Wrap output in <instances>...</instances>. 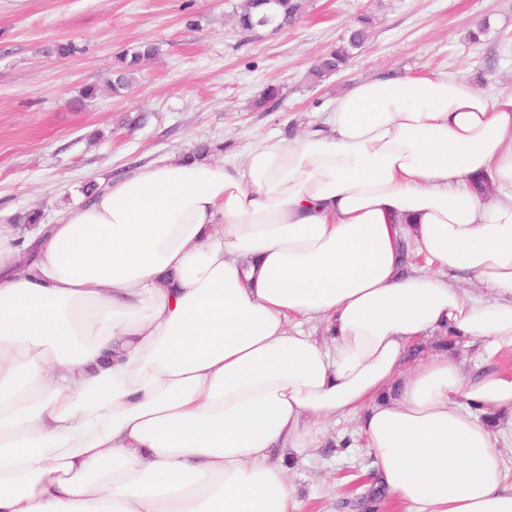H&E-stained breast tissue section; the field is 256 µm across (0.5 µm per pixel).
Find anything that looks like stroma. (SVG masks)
<instances>
[{
  "instance_id": "35a3bbf8",
  "label": "stroma",
  "mask_w": 512,
  "mask_h": 512,
  "mask_svg": "<svg viewBox=\"0 0 512 512\" xmlns=\"http://www.w3.org/2000/svg\"><path fill=\"white\" fill-rule=\"evenodd\" d=\"M240 2L0 0V225L31 210L54 223L86 183L203 143L213 160L239 161L254 138L320 122L336 96L375 75L442 71L480 90L512 87V0H308L279 33L241 31ZM364 13L373 18L364 47L313 81L311 68ZM61 41L79 53L46 56ZM142 42L159 52L130 92L75 106L84 85L109 78L117 52ZM271 84L280 97L257 107ZM284 464L307 512H356L349 500L374 480L351 418L325 425L320 447L286 452Z\"/></svg>"
}]
</instances>
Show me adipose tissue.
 <instances>
[{
	"mask_svg": "<svg viewBox=\"0 0 512 512\" xmlns=\"http://www.w3.org/2000/svg\"><path fill=\"white\" fill-rule=\"evenodd\" d=\"M436 333L512 348V91L373 76L242 165L109 180L0 226V512H304L273 451L352 414L406 512H512V369L406 370Z\"/></svg>",
	"mask_w": 512,
	"mask_h": 512,
	"instance_id": "obj_1",
	"label": "adipose tissue"
}]
</instances>
